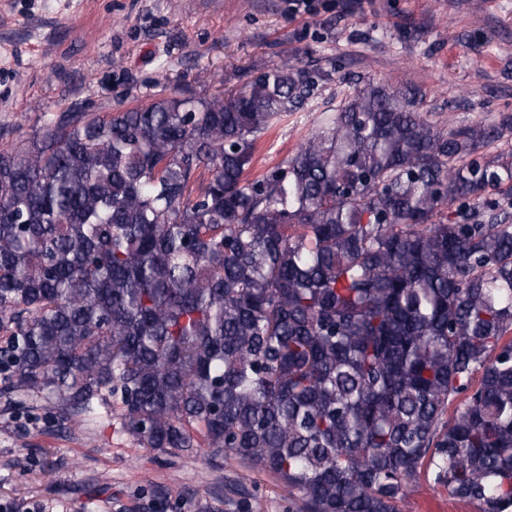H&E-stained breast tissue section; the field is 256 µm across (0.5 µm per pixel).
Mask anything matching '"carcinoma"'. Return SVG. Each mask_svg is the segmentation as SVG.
Here are the masks:
<instances>
[{"label": "carcinoma", "mask_w": 512, "mask_h": 512, "mask_svg": "<svg viewBox=\"0 0 512 512\" xmlns=\"http://www.w3.org/2000/svg\"><path fill=\"white\" fill-rule=\"evenodd\" d=\"M0 152V395L140 448L229 454L301 512H400L423 473L512 512V118L448 129L353 88L297 152L258 140L336 62L243 74Z\"/></svg>", "instance_id": "obj_1"}]
</instances>
